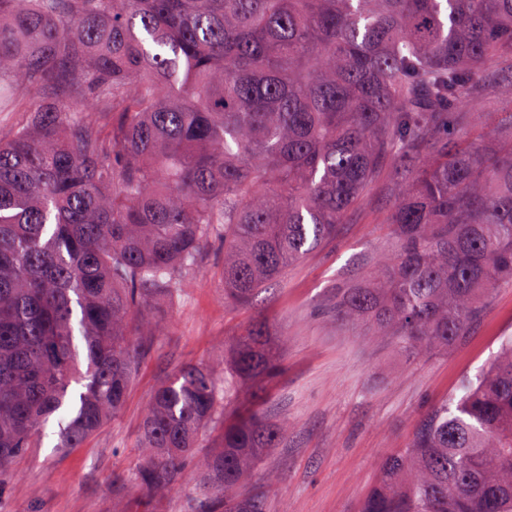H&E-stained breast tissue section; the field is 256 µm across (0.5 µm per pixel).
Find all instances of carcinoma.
Listing matches in <instances>:
<instances>
[{"mask_svg":"<svg viewBox=\"0 0 512 512\" xmlns=\"http://www.w3.org/2000/svg\"><path fill=\"white\" fill-rule=\"evenodd\" d=\"M512 48V0H0V474L58 425L79 448L121 410L142 354L224 245V296L252 302L336 236L391 167L395 247L331 313L408 357L446 348L512 285V127L462 112ZM265 323L224 377L184 364L150 394L148 496L200 471L202 512L240 498L288 428ZM252 408L207 425L239 384ZM362 512H512V338L391 454Z\"/></svg>","mask_w":512,"mask_h":512,"instance_id":"1","label":"carcinoma"}]
</instances>
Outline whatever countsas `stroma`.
<instances>
[{
	"mask_svg": "<svg viewBox=\"0 0 512 512\" xmlns=\"http://www.w3.org/2000/svg\"><path fill=\"white\" fill-rule=\"evenodd\" d=\"M511 76L506 47L487 66L466 111H498L496 86ZM392 200L388 173L380 171L335 238L289 265L247 306L225 301L224 249L210 246L169 324L145 340L120 413L83 447L59 449L50 438L15 458L0 476V512H198L194 470L153 498L129 482L140 462L143 408L150 390L181 364L203 362L223 372L225 354L259 317L270 325L283 364L265 387L263 410L288 430L240 496L261 498L265 512H359L385 457L407 447L422 416L459 395L462 379L486 369L512 335V288L496 289L456 343L410 358L391 337L330 314L337 294L364 285L378 257L392 248L393 229L385 222Z\"/></svg>",
	"mask_w": 512,
	"mask_h": 512,
	"instance_id": "obj_1",
	"label": "stroma"
}]
</instances>
